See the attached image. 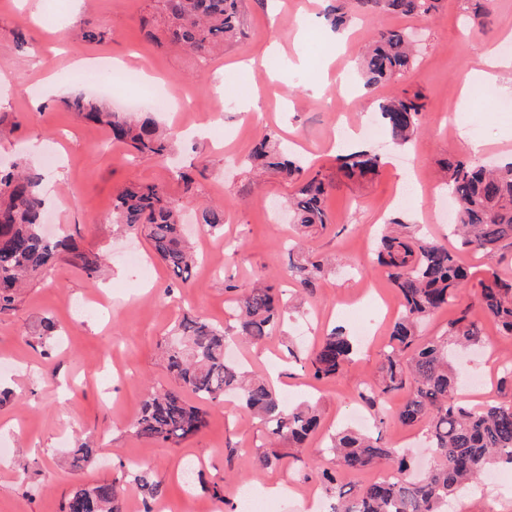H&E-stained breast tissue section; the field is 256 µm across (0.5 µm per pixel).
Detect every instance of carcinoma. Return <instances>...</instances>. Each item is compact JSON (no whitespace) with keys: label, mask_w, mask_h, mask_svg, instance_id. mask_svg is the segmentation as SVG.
Listing matches in <instances>:
<instances>
[{"label":"carcinoma","mask_w":512,"mask_h":512,"mask_svg":"<svg viewBox=\"0 0 512 512\" xmlns=\"http://www.w3.org/2000/svg\"><path fill=\"white\" fill-rule=\"evenodd\" d=\"M167 15L162 36L154 30L147 36L159 43L208 60L224 43L241 32L238 0H161ZM439 0H329L324 10L334 31L349 28L354 19L371 22L385 13L426 18ZM464 23L473 31L482 26L492 0H466ZM415 63L412 35L404 30L374 29L359 57V75L366 89L400 77ZM422 96L394 97L378 107L381 125L397 146L409 144L421 129ZM61 104L82 119L108 127L112 140L131 147L145 157H163L171 151L172 136L161 130L151 111L137 119L113 110L84 94H63ZM339 171L348 178L375 176L381 158L368 149L353 150L337 158ZM243 164L251 171L272 170L297 182L288 200L294 223L325 228L329 223L327 198L331 182L319 171H306L299 159L273 145L266 135L251 148ZM449 193L457 201V224L453 233L460 246L493 256L503 242L512 240V161L487 168L474 159L460 157L444 167ZM42 175L19 162L0 169V311L14 306L25 281L37 278L66 260L90 278L98 277L101 256L79 248L70 234L51 237L43 230L46 197ZM200 224L216 231L224 224V209H202ZM112 223L141 231L154 253L175 278L187 282L199 262L189 246L180 222L179 205L158 184L130 185L112 199ZM410 225L393 218L379 234L377 263L384 268L402 300L401 315L394 321L382 356L381 380L368 383L358 402L374 417V429H342L325 447L336 469L318 474L330 497L329 512H445L448 500L469 492L489 470H512V401H492L478 409L453 398L463 385L457 352L485 344L479 323L470 307L459 311L448 323L446 335L429 338L421 325L439 310L460 299L467 287L468 272L448 244L407 232ZM326 259L289 260L282 280L313 293L324 275ZM232 293L235 326L229 332L200 316L186 314L175 324L173 339L165 350L168 371L180 387L192 392L198 404L189 403L177 389H152L133 421L134 436L165 443L173 448L201 433L208 425L207 405L224 403L234 394L243 412L263 426L269 448L261 451L255 471L283 458L282 443L300 447L319 424L316 406L288 405L275 386L249 375L242 363L227 356L233 337L251 344L267 342L280 328L290 299L287 291L256 284L242 292L234 284ZM478 306L512 336V278L494 273L481 284ZM354 344L341 329L321 339L306 363L316 380L333 379L351 360ZM404 390L406 401L397 414L402 425L425 427L432 464L418 473L407 448L387 446L381 428L387 424L384 409L389 395ZM97 449L83 443L71 452V466L82 468ZM384 461L392 467L391 478L350 486L340 474L362 472ZM145 491L146 512L150 501L162 496V481L134 475ZM62 512H121L117 481L91 488L77 487L62 504Z\"/></svg>","instance_id":"cac0c4a2"}]
</instances>
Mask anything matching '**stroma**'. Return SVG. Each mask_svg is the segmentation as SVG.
I'll return each mask as SVG.
<instances>
[{"instance_id":"35a3bbf8","label":"stroma","mask_w":512,"mask_h":512,"mask_svg":"<svg viewBox=\"0 0 512 512\" xmlns=\"http://www.w3.org/2000/svg\"><path fill=\"white\" fill-rule=\"evenodd\" d=\"M323 8V0H239L242 36L202 63L145 36V28L164 26L154 0H65L56 14L51 0H0V68L11 74L9 85L0 86V125L10 129L0 137V167L23 157L43 169L45 187L54 196L45 220L48 232L72 233L82 249L108 257L94 280L59 261L25 288L13 309L0 312V387L11 393L0 403V512H60L73 486L114 479L123 487L120 502L127 512H143L139 483L122 475L123 464L133 459L141 472L163 481L164 512H227L239 502L243 478L253 487H291L288 497L263 498V512H301L308 495L322 496L306 463L361 414L357 394L364 383L379 378L381 352L400 312V298L374 260L372 231L399 217L444 241L454 214L440 188L430 201L400 199L401 177L410 170L416 179L437 180L442 165L470 154L475 139L485 144L480 160L512 155V112L495 109L496 101H512V68L496 70L490 80L473 77L488 50L512 33V0H493L479 32L463 29L461 0H439L427 22L379 16L375 27L419 30L421 49L413 71L368 92L354 71L366 26L351 28L346 47L338 48ZM86 20L104 32L102 41L83 40ZM19 28L27 38L22 49L14 45ZM103 57L151 72L174 94L191 98V105L157 115L177 137L171 154L132 157L103 126L85 122L58 103L63 90L104 94L116 108L145 95L141 86L88 84L74 67L78 59ZM217 83L225 93H213ZM416 91L425 103L422 132L407 151L393 147L383 132L360 138L361 146L384 157L380 175L337 178L332 149L337 121L365 127L373 123L379 103ZM270 131L282 147L333 178L326 230L297 228L288 215H275L276 205L292 193V183L275 173L258 183L243 167V157ZM48 145L58 162L48 161ZM179 166L197 169L194 194H184L175 176ZM130 184L165 186L179 202L202 255L189 281L173 294L165 292L173 275L145 237L127 233L108 218L116 192ZM208 205L223 208V229L207 233L198 224L200 210ZM228 239L241 241L242 249L227 250ZM290 240L300 244L302 255L334 257L336 271L290 313L282 331L260 346L238 345L236 352L249 370L273 376L277 390L293 403L316 400L318 432L258 473L253 457L266 444L264 431L233 403L209 406L208 427L181 447L134 437L129 427L147 391L176 385L163 358L172 326L186 312L232 325L225 283L248 288L260 278L275 281L288 264L285 244ZM128 249L141 255L150 269L148 279H136L121 262ZM459 258L469 272L461 301L470 305L486 337L484 349L462 359L467 374L484 379L467 398L473 406L512 399V392L501 388L498 372L499 363L512 357V336L500 335L477 304L481 280L494 272L512 274V244L492 258L467 249ZM46 318L59 329L48 353L35 341ZM363 323L372 334L336 378L318 382L301 367L300 358L331 328L351 333ZM290 343L297 357L289 356ZM82 443L96 447L98 455L92 465L75 471L67 457ZM189 461L203 467L188 481L183 468ZM25 462L30 468L22 483L17 472ZM217 487L223 491L219 499L213 495Z\"/></svg>"}]
</instances>
